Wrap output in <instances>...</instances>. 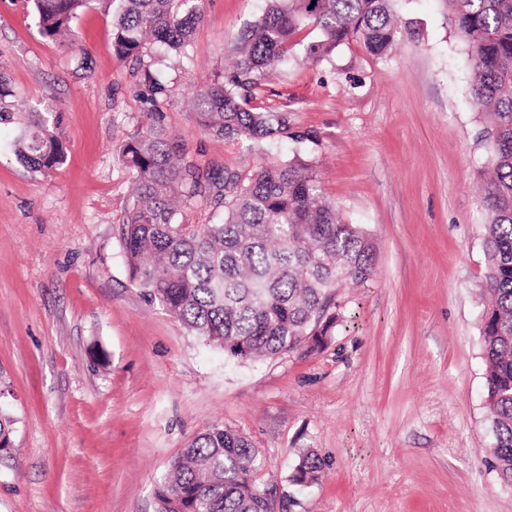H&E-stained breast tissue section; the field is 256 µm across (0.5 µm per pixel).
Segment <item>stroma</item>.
Wrapping results in <instances>:
<instances>
[{"label":"stroma","instance_id":"35a3bbf8","mask_svg":"<svg viewBox=\"0 0 512 512\" xmlns=\"http://www.w3.org/2000/svg\"><path fill=\"white\" fill-rule=\"evenodd\" d=\"M266 0H202L192 57L117 56L112 16L92 5L75 41L45 39L30 0H0V407L14 416L0 456V512H155L171 461L208 424L239 430L290 512H512L491 467L478 285L489 150L470 95L468 49L446 0H394L401 32L383 55L357 42L324 61L304 28L254 106L319 140L310 157L347 224L374 239L363 283L339 290L327 345L237 363L150 304L120 239L134 176L120 145L151 110L201 166L252 169L293 141L207 135L185 102L231 70ZM60 119L65 162L31 171L15 149L31 113ZM106 359H99L97 349ZM301 448L319 483L288 477Z\"/></svg>","mask_w":512,"mask_h":512}]
</instances>
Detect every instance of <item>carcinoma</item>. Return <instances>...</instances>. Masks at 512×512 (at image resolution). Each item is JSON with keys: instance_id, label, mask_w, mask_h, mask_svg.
<instances>
[{"instance_id": "obj_1", "label": "carcinoma", "mask_w": 512, "mask_h": 512, "mask_svg": "<svg viewBox=\"0 0 512 512\" xmlns=\"http://www.w3.org/2000/svg\"><path fill=\"white\" fill-rule=\"evenodd\" d=\"M93 0H33L40 33L73 40V21ZM112 13V47L142 56L149 41L189 60L201 20L199 0H98ZM392 0H271L244 25L233 71L191 92L203 131L259 143L307 136L288 113L250 106L262 80L285 67L303 27L320 38L304 47L321 60L354 39L383 54L398 34ZM448 13L472 56L471 96L483 108L490 144L482 206L488 295L480 318L486 364L490 451L498 479L512 486V0H448ZM20 160L44 175L65 160L57 116L36 112L18 139ZM187 147L158 113L121 147L136 173L133 200L121 228L130 280L192 335L237 362L324 347L339 325L337 288L373 272L375 245L359 224H343L324 198L311 164L294 155L249 173L217 172L186 159ZM208 196L222 219L186 224L181 207ZM262 458L251 441L224 424L207 426L171 462L155 487L156 512H284L283 500L262 486ZM322 462L298 452L289 480L319 481Z\"/></svg>"}]
</instances>
